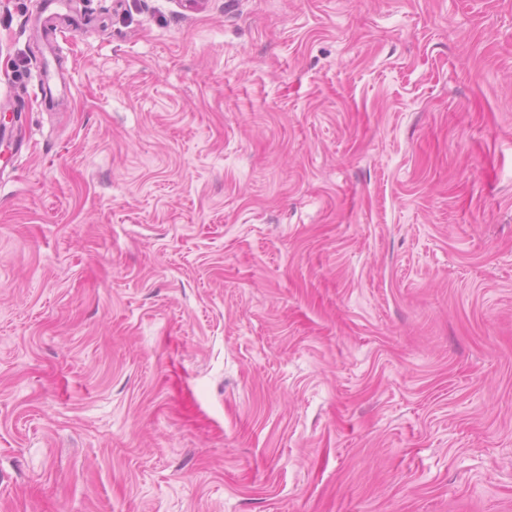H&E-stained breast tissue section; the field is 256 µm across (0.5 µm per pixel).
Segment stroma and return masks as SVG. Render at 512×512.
Here are the masks:
<instances>
[{
    "label": "stroma",
    "mask_w": 512,
    "mask_h": 512,
    "mask_svg": "<svg viewBox=\"0 0 512 512\" xmlns=\"http://www.w3.org/2000/svg\"><path fill=\"white\" fill-rule=\"evenodd\" d=\"M42 4L0 512H512V0H77L51 50Z\"/></svg>",
    "instance_id": "1"
}]
</instances>
